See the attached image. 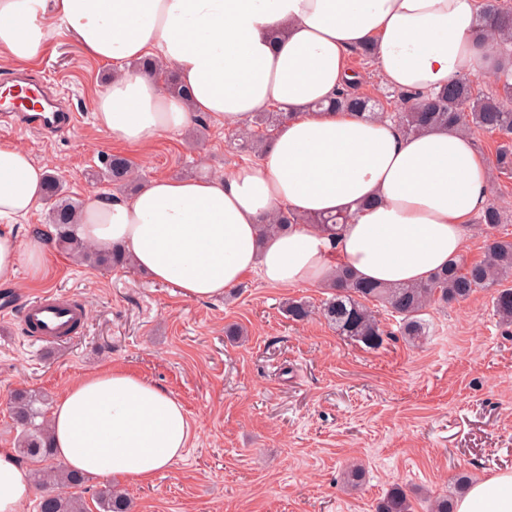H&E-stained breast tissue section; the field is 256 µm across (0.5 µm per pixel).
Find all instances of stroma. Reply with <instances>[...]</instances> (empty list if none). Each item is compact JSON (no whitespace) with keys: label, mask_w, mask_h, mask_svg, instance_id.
<instances>
[{"label":"stroma","mask_w":512,"mask_h":512,"mask_svg":"<svg viewBox=\"0 0 512 512\" xmlns=\"http://www.w3.org/2000/svg\"><path fill=\"white\" fill-rule=\"evenodd\" d=\"M110 63L84 56L56 31L30 74L76 112L67 134L46 137L0 122V141L18 144L59 176L73 199L111 197L90 178L121 154L144 180L221 174L248 163L228 146L230 129L206 120L132 147L96 123L93 103ZM40 283L19 271L12 296L43 291L80 298L85 325L72 341L31 344L16 319L0 317V448H16L10 399L24 391L54 403L75 378L108 367L133 371L184 405L194 436L183 458L146 483L124 481L132 512H375L392 486L417 512L455 499L471 480L512 471V327L500 326L489 291L431 306L418 345L399 335L376 349L338 335L320 314L290 320L285 302L320 306L324 284L274 287L250 276L218 299L185 298L137 269L83 265L45 245ZM245 334L227 335L228 326ZM362 466L358 487L344 469Z\"/></svg>","instance_id":"stroma-1"}]
</instances>
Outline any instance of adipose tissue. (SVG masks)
I'll return each mask as SVG.
<instances>
[{"instance_id":"adipose-tissue-1","label":"adipose tissue","mask_w":512,"mask_h":512,"mask_svg":"<svg viewBox=\"0 0 512 512\" xmlns=\"http://www.w3.org/2000/svg\"><path fill=\"white\" fill-rule=\"evenodd\" d=\"M479 11V0H0V56L34 60L65 28L88 58L115 67L95 118L128 145L196 114L230 129L274 105L292 114L257 164L157 177L125 200L94 197L78 225L92 248L121 247L152 280L194 300L222 296L253 272L271 286L322 282L339 264L394 286L460 257L490 168L467 134L405 136L382 118L313 106L351 79L349 56L366 45L385 87L426 93L484 72L493 37ZM149 57L177 74L187 97L136 70ZM45 178L27 150L0 142V286L15 284L22 266L30 280L43 275L42 241L7 224L43 204ZM284 207L353 221L336 240L309 223L262 235ZM49 427L66 469L136 482L172 467L192 434L176 397L118 367L75 380ZM33 486L32 468L0 448V512H25ZM454 512H512V471L472 483Z\"/></svg>"}]
</instances>
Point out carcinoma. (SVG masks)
I'll list each match as a JSON object with an SVG mask.
<instances>
[{
    "mask_svg": "<svg viewBox=\"0 0 512 512\" xmlns=\"http://www.w3.org/2000/svg\"><path fill=\"white\" fill-rule=\"evenodd\" d=\"M493 25L498 41V94L487 95L475 87L472 77L459 78L439 91L430 94L399 91L389 94L396 99L397 112L387 114L400 131L413 135L430 128H451L466 133L474 128L497 134L501 142L495 151L493 166L501 175L512 174V8L502 0H484L480 24ZM139 69L150 75H162L166 89L181 97L187 92L173 71L158 61L148 60ZM358 82L352 81L339 90L332 106L343 112L374 113L377 103L357 92ZM291 112L272 108L255 115L250 125L231 138L235 148L258 155L269 145L272 132L290 117ZM104 178L115 189L142 187V177L128 158L114 154L103 158L101 170L91 174ZM46 200L50 202L48 230H35L48 239L69 249L81 260L95 265L122 268L129 260L114 247L110 253H97L77 234V219L83 202L62 193L59 177L50 175L45 184ZM349 218L346 216L309 217L291 210H281L273 222L262 226V234L284 231L295 224H317L332 235L338 234ZM504 223L502 211L489 204L479 217L485 232V253L479 261L467 263L460 259L435 272L429 279L415 285L382 286L365 283L340 266L331 281V297L321 306V314L341 336H347L369 349L384 342L388 332L383 329L373 307L380 305L399 318L401 335L412 343L426 335L424 311L432 304L446 307L468 299L479 290L490 289L494 315L505 326H512V239L495 234ZM313 307L304 300H290L286 305L288 318L300 322L308 319ZM40 400L24 392L13 396V419L21 432L17 439L20 457L40 463L52 454L47 412ZM36 485L43 495L39 512H90L85 501V476L62 466L34 469ZM99 512H131L125 493L106 489L93 495ZM377 512H416L407 491L395 486L379 501Z\"/></svg>",
    "mask_w": 512,
    "mask_h": 512,
    "instance_id": "carcinoma-1",
    "label": "carcinoma"
}]
</instances>
